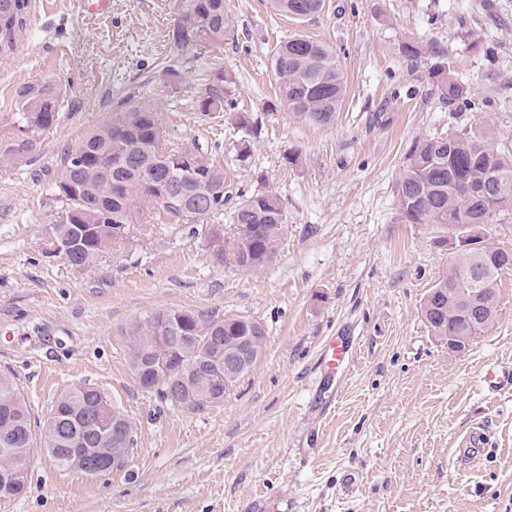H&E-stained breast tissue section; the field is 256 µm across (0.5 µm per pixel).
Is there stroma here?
<instances>
[{"label":"stroma","mask_w":512,"mask_h":512,"mask_svg":"<svg viewBox=\"0 0 512 512\" xmlns=\"http://www.w3.org/2000/svg\"><path fill=\"white\" fill-rule=\"evenodd\" d=\"M177 0H32L16 47L0 53V154L21 135L15 91L59 92L55 124L0 164V372L45 419L78 385L104 392L136 425L123 467L95 476L59 469L38 451L23 496L0 512H512V394L482 389L486 369L512 368V271L499 283V319L449 352L421 314L451 259L442 230L399 219L397 181L419 139L462 133L489 115L512 151V0H325L304 21L267 0H224L234 33L222 48L171 58ZM305 36L331 44L347 82L333 125L270 110L276 45ZM417 48L405 56L403 45ZM182 74L169 82L167 60ZM448 63L476 107L443 101L429 78ZM233 76L239 111L262 133L247 160L231 121L196 108L206 73ZM152 100L167 138L223 159L228 205L268 189L288 224L272 263L254 273L219 265L212 230L183 223L130 227L92 268L46 253L60 210L56 162L107 120L117 101ZM160 310L244 316L264 325L265 352L222 402L190 412L139 387L126 329ZM353 337L354 359L329 410L316 404L327 337ZM489 426L475 468L455 448Z\"/></svg>","instance_id":"stroma-1"}]
</instances>
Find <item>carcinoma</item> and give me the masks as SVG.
Returning <instances> with one entry per match:
<instances>
[{"label":"carcinoma","mask_w":512,"mask_h":512,"mask_svg":"<svg viewBox=\"0 0 512 512\" xmlns=\"http://www.w3.org/2000/svg\"><path fill=\"white\" fill-rule=\"evenodd\" d=\"M271 8L288 16L311 17L322 11L324 0H269ZM31 0H0V51L15 46L17 31L23 26ZM234 33L233 21L224 14V0H179L177 19L171 30L170 53L197 46L218 48ZM276 85V104L293 121L316 127L333 124L347 93L336 51L328 44L304 37L280 42L270 64ZM430 79L442 98L469 106V88L440 62ZM205 92L199 100L204 114L231 113L235 127L242 131L240 154L248 155L250 140L261 134L262 126L236 111L228 98L232 75L218 69L205 78ZM19 121L24 127L45 130L54 125L57 97L53 88L39 82L20 86L16 91ZM162 115L154 104L136 95L127 96L103 124L65 150L57 162L52 192L62 203L52 237L72 244L65 259L72 267H92L117 239L118 225L137 221L142 205L154 209V219L185 220L189 234H198L196 225L206 224L224 214V164L216 161L199 144L179 146L165 142ZM487 117L463 133L423 138L414 143L397 183L399 216L405 224H436L457 231L472 224H495L512 215V153L495 147ZM81 149L87 155L74 166L72 154ZM494 171L500 180L496 195L482 193L484 175ZM238 232L222 246L219 263L228 262L242 272H254L270 263L287 223V212L280 196L271 191L239 195L231 212ZM92 224L94 231L81 234V225ZM436 283L425 296L421 312L441 341L459 336L471 328L465 314L454 308L450 298L474 289L475 274L494 282L503 269L512 270V249L486 253L460 247L452 252ZM166 327L170 336L180 337L179 353L169 372H154L144 360L157 351V328ZM131 364L140 361L134 372L137 382L145 381L153 392L185 407L206 388L205 367L217 355L216 344L230 343L240 336H253L250 363L227 375L233 388L264 352V326L243 316L216 317L192 311L162 310L126 331ZM195 366L193 372L178 376L180 357ZM112 404L101 390L77 386L61 395L42 425L32 421L29 406L13 380L0 375V442H11L14 452L0 455V471L29 470L37 448H43L62 470L70 469L72 449L84 451L83 465L97 466V449L110 447L106 425L112 421Z\"/></svg>","instance_id":"carcinoma-1"}]
</instances>
